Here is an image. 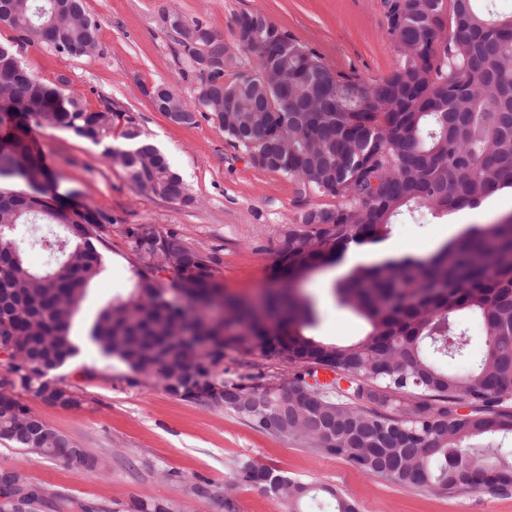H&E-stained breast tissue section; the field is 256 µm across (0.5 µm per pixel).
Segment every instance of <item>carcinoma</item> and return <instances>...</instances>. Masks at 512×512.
Listing matches in <instances>:
<instances>
[{
	"label": "carcinoma",
	"instance_id": "1",
	"mask_svg": "<svg viewBox=\"0 0 512 512\" xmlns=\"http://www.w3.org/2000/svg\"><path fill=\"white\" fill-rule=\"evenodd\" d=\"M497 0H401L386 15L397 59L379 81L364 83L330 68L313 49L260 13L235 20L237 49L256 69L225 80L224 36L177 13L181 73L195 84L183 100L167 83L154 107L181 113L180 125L212 120L225 142L263 171L297 186L298 196L331 202L311 206L279 230L273 278L282 287L266 299L267 314L224 300L217 323L185 317L169 299L178 289L204 305L217 301V260L176 232L135 224L125 233L140 263L125 298L99 308L87 339L106 358L123 361L129 383L155 378L185 400L222 407L267 430L243 412L256 402L281 411L275 434L307 439L365 474L403 488L457 486L512 489V460L490 461L470 441L512 434V214L495 224H470L427 256L405 254L357 262L336 281L337 304L368 324L349 344L325 342L305 330L319 320L309 299L289 282L338 262L350 247L367 251L392 225L421 209L441 215L475 207L512 188V7ZM0 26L17 45L37 42L82 56L97 45L98 21L83 0H0ZM0 180L42 179L36 196L0 188V352L13 389L56 404V372L80 353L71 329L91 283L102 273L101 246L112 218L89 207L59 222L58 184L30 133V122L60 127L104 145L103 157L140 191L166 200L192 198L167 157L122 110L90 111L80 93L48 84L0 44ZM121 129V142L112 132ZM25 224L62 229V238L34 241L55 258L29 265L15 233ZM169 272L168 279L162 273ZM464 312L478 315L486 346L479 366L460 372L467 355ZM186 334L209 343L201 353ZM260 354L294 365L284 388L245 379L226 382L216 371L224 351ZM330 383L309 384L317 368ZM469 408L460 414L457 408ZM30 413L17 398L0 405V439L41 448L72 469L97 465L72 455V441L52 429L36 444L19 424ZM237 477L288 500L289 512L312 489L268 467L241 463Z\"/></svg>",
	"mask_w": 512,
	"mask_h": 512
}]
</instances>
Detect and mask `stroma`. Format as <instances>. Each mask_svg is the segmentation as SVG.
Instances as JSON below:
<instances>
[{
    "label": "stroma",
    "instance_id": "stroma-1",
    "mask_svg": "<svg viewBox=\"0 0 512 512\" xmlns=\"http://www.w3.org/2000/svg\"><path fill=\"white\" fill-rule=\"evenodd\" d=\"M85 9L100 23L95 53L70 56L35 42L22 49L23 64L47 83L80 92L89 109L110 105L130 112L182 176L192 201L137 191L119 165L103 158L101 147L66 129L33 125L60 189H77V205L112 217L105 269L92 284L79 321H89L102 304L129 293L130 269L137 261L125 235L131 224L178 231L192 246L215 253V280L225 295L260 297L274 285L276 236L300 211L295 187L250 166L212 121L174 124L142 94V85L163 81L184 99L193 95L192 85L178 73L164 16L176 12L189 21L202 20L229 43L236 17L259 12L314 48L331 68L368 83L388 75L397 57L385 35L383 0H85ZM509 212L512 192L498 208L478 214L427 213L393 225L387 244L398 252L428 251L462 225L491 224ZM334 273L322 267L295 287L319 311L314 336L345 344L361 339L368 325L337 305ZM223 368L225 379L259 375L267 385L287 383L294 375L277 359L233 350L226 351ZM59 374L83 399L81 408L65 410L25 392L19 398L52 430L96 458V466L77 471L0 440V467L21 469L30 482L52 491L59 512H126L135 501H166L175 512H228V500L234 504L230 512H288L287 503L234 483L238 465L246 460L309 484L313 492L303 512H332L338 497L359 512H512V490L405 489L363 474L309 442L269 434L233 412L171 395L155 379L129 384L127 365L102 357L88 342ZM202 478L211 482L205 496L191 490Z\"/></svg>",
    "mask_w": 512,
    "mask_h": 512
}]
</instances>
